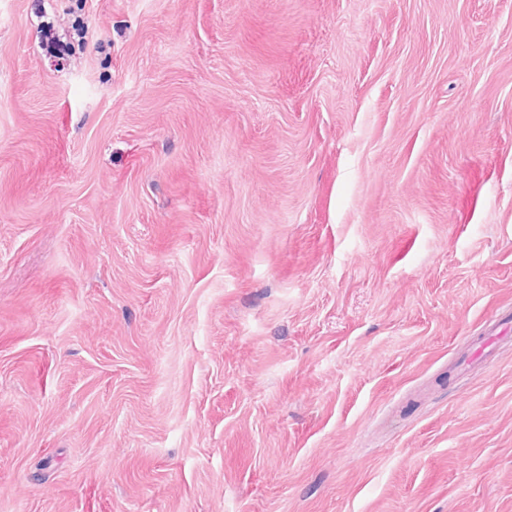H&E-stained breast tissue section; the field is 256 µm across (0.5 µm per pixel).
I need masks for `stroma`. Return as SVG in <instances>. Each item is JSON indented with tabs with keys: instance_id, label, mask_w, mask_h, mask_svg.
I'll use <instances>...</instances> for the list:
<instances>
[{
	"instance_id": "35a3bbf8",
	"label": "stroma",
	"mask_w": 512,
	"mask_h": 512,
	"mask_svg": "<svg viewBox=\"0 0 512 512\" xmlns=\"http://www.w3.org/2000/svg\"><path fill=\"white\" fill-rule=\"evenodd\" d=\"M0 512H512V0H0Z\"/></svg>"
}]
</instances>
